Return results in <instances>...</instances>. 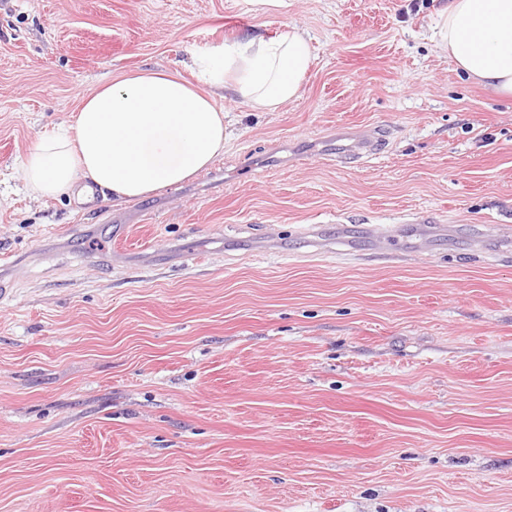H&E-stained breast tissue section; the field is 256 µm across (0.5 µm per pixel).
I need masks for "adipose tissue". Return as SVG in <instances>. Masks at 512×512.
Segmentation results:
<instances>
[{"label":"adipose tissue","instance_id":"ef3b65f1","mask_svg":"<svg viewBox=\"0 0 512 512\" xmlns=\"http://www.w3.org/2000/svg\"><path fill=\"white\" fill-rule=\"evenodd\" d=\"M433 37L455 69L512 100V0H444ZM307 34L247 36L196 48L187 73L139 70L99 83L72 125L44 135L23 168L41 198L125 201L179 186L224 151V109L216 96L272 112L296 99L311 68Z\"/></svg>","mask_w":512,"mask_h":512}]
</instances>
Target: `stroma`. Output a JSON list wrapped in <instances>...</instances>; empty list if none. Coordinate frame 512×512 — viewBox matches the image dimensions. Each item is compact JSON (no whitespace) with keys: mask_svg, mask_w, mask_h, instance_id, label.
<instances>
[{"mask_svg":"<svg viewBox=\"0 0 512 512\" xmlns=\"http://www.w3.org/2000/svg\"><path fill=\"white\" fill-rule=\"evenodd\" d=\"M438 5L0 0V512H512V103ZM291 25L300 98L191 182L27 190L99 82Z\"/></svg>","mask_w":512,"mask_h":512,"instance_id":"stroma-1","label":"stroma"}]
</instances>
